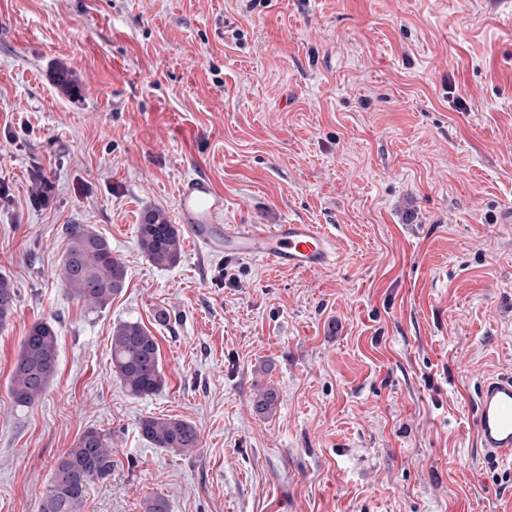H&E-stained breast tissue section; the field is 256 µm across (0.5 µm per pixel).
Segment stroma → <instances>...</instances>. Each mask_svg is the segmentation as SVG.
Listing matches in <instances>:
<instances>
[{"label":"stroma","instance_id":"obj_1","mask_svg":"<svg viewBox=\"0 0 512 512\" xmlns=\"http://www.w3.org/2000/svg\"><path fill=\"white\" fill-rule=\"evenodd\" d=\"M56 185L31 205L30 173ZM203 173L228 224H319L334 267L300 273L139 250ZM85 224L126 266L105 309L58 270ZM0 512H39L88 429L112 475L80 512H512L473 408L512 373V4L503 0H0ZM166 310L168 324L155 320ZM156 336L165 385L134 398L115 324ZM57 332L31 408L8 393L23 336ZM274 386L271 414L253 410ZM193 422L189 456L146 417ZM181 229L170 224L161 209L148 208L138 226V246L148 260L158 267H170L181 253ZM17 290L6 277L0 276V328L9 325L16 306ZM142 438L154 448L176 455L192 453L200 444V433L193 422L177 418L146 417L139 423Z\"/></svg>","mask_w":512,"mask_h":512}]
</instances>
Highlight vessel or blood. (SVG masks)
<instances>
[{"instance_id": "1", "label": "vessel or blood", "mask_w": 512, "mask_h": 512, "mask_svg": "<svg viewBox=\"0 0 512 512\" xmlns=\"http://www.w3.org/2000/svg\"><path fill=\"white\" fill-rule=\"evenodd\" d=\"M176 218L207 254L253 257L296 272H317L336 263L332 235L317 224H228L224 195L212 179L196 173L182 180ZM475 433L484 459L512 458V374L483 379Z\"/></svg>"}]
</instances>
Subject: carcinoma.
<instances>
[{
  "label": "carcinoma",
  "instance_id": "cac0c4a2",
  "mask_svg": "<svg viewBox=\"0 0 512 512\" xmlns=\"http://www.w3.org/2000/svg\"><path fill=\"white\" fill-rule=\"evenodd\" d=\"M68 243L59 278L68 293L91 311L109 305L112 296L124 288L127 270L112 255L109 242L84 224L67 231ZM138 246L158 267H170L181 253V229L161 209L148 208L138 225ZM17 290L0 276V328L9 325L16 306ZM112 371L122 387L134 397L153 395L164 387L161 353L156 336L138 321H120L112 328ZM58 346L54 327L37 322L23 337L9 382L14 403L32 407L48 391L57 374ZM278 395L265 386L256 395L254 408L268 414ZM142 438L154 448L177 455L195 451L200 433L190 421L177 418L145 417L139 423ZM112 475V439L96 429L86 430L55 463L51 471L41 512H79L87 485Z\"/></svg>",
  "mask_w": 512,
  "mask_h": 512
}]
</instances>
